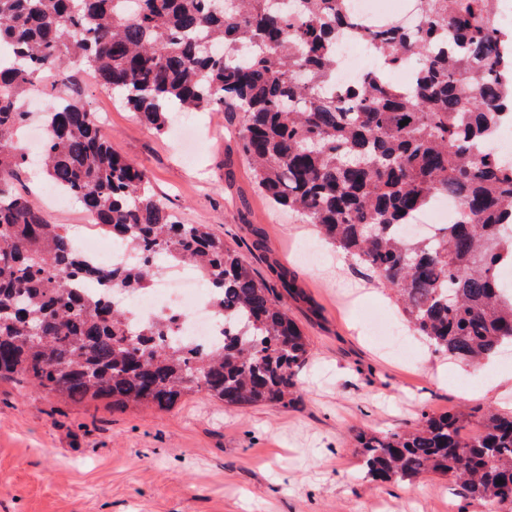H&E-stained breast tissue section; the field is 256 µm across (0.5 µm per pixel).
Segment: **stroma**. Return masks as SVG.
<instances>
[{
	"mask_svg": "<svg viewBox=\"0 0 512 512\" xmlns=\"http://www.w3.org/2000/svg\"><path fill=\"white\" fill-rule=\"evenodd\" d=\"M79 97L109 113L113 149L148 171L184 223L211 225L276 289L310 356L288 408L228 409L200 392L170 409L115 411L0 381V512H507L437 475L371 481L357 436L409 428L425 410L512 409V388L478 390L512 373V351L475 369L410 332L371 336L363 313L398 317L393 292L272 209L223 113L194 114L189 160L174 133L147 128L98 84Z\"/></svg>",
	"mask_w": 512,
	"mask_h": 512,
	"instance_id": "stroma-1",
	"label": "stroma"
}]
</instances>
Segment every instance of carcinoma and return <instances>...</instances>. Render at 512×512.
Listing matches in <instances>:
<instances>
[{"label":"carcinoma","mask_w":512,"mask_h":512,"mask_svg":"<svg viewBox=\"0 0 512 512\" xmlns=\"http://www.w3.org/2000/svg\"><path fill=\"white\" fill-rule=\"evenodd\" d=\"M341 0H0V381L65 401L168 409L204 392L228 408L289 407L309 342L280 295L207 224H184L143 167L114 150L92 108L47 93L40 164L112 238L143 254L87 263L64 224L19 193L25 100L77 63L158 134L179 112L238 118L241 153L269 202L294 212L397 294L403 320L438 353L481 366L512 344V162L486 148L512 116V28L496 0H418L417 31L373 32ZM372 42L382 71L337 94L343 30ZM423 61L404 86L389 73ZM408 120L402 126L400 122ZM452 220L405 234L443 199ZM191 263L212 305L242 330L220 349L171 342L170 322L72 288L76 278L136 293L152 257ZM424 413L413 428L362 433L375 482L445 476L458 494L512 506V412Z\"/></svg>","instance_id":"1"}]
</instances>
